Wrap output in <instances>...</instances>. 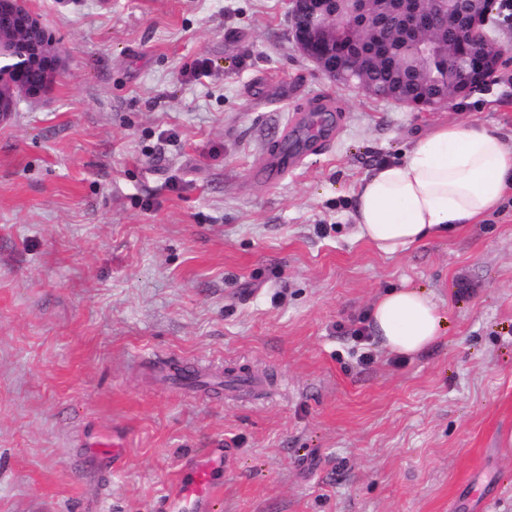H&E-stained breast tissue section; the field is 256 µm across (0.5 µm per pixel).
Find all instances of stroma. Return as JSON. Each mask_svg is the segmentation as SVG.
I'll return each mask as SVG.
<instances>
[{
	"mask_svg": "<svg viewBox=\"0 0 512 512\" xmlns=\"http://www.w3.org/2000/svg\"><path fill=\"white\" fill-rule=\"evenodd\" d=\"M26 3L64 67L0 122V512H162L206 448L217 512H512V200L393 255L352 219L451 112L330 81L289 0ZM469 100L512 135V51ZM314 102L332 137L258 177ZM402 285L446 319L413 357L354 334Z\"/></svg>",
	"mask_w": 512,
	"mask_h": 512,
	"instance_id": "obj_1",
	"label": "stroma"
}]
</instances>
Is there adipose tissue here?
<instances>
[{
  "instance_id": "1",
  "label": "adipose tissue",
  "mask_w": 512,
  "mask_h": 512,
  "mask_svg": "<svg viewBox=\"0 0 512 512\" xmlns=\"http://www.w3.org/2000/svg\"><path fill=\"white\" fill-rule=\"evenodd\" d=\"M509 195L512 140L477 120H452L363 177L352 217L359 239L391 255L480 223ZM369 319L380 345L406 356L433 345L445 323L428 293L406 286L382 295Z\"/></svg>"
}]
</instances>
